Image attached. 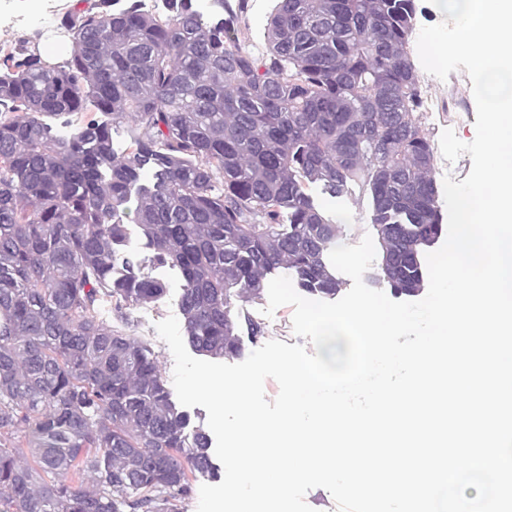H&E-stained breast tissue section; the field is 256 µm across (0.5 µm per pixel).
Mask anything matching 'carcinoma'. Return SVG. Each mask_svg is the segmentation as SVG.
Wrapping results in <instances>:
<instances>
[{"label":"carcinoma","mask_w":512,"mask_h":512,"mask_svg":"<svg viewBox=\"0 0 512 512\" xmlns=\"http://www.w3.org/2000/svg\"><path fill=\"white\" fill-rule=\"evenodd\" d=\"M52 63L0 47V512H179L215 471L124 309L178 268L189 345L241 354L279 269L322 300L338 225L312 194L368 199L370 276L417 296L443 233L409 50L416 0H277L254 54L228 0H83ZM78 117L67 136L47 117ZM132 131L119 155L112 124Z\"/></svg>","instance_id":"obj_1"}]
</instances>
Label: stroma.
<instances>
[{"label": "stroma", "instance_id": "1", "mask_svg": "<svg viewBox=\"0 0 512 512\" xmlns=\"http://www.w3.org/2000/svg\"><path fill=\"white\" fill-rule=\"evenodd\" d=\"M228 5L238 14V25L247 34L249 49L256 53L264 52L267 19L276 6V0H229ZM71 7V0H42L40 10L34 16L14 10L0 12V46L39 32H59L61 18ZM417 74L425 98V107L419 118L433 148L435 180L440 183L449 176L454 181H462L471 170V157L465 154L453 162L445 160L440 150V136L444 129L450 128L460 140H473L476 103L471 90L472 83L465 70L455 71L454 76L462 83L465 92L462 99L452 100L448 97L447 82L439 80L422 68L418 69ZM321 203L328 214L336 218L342 226L340 244H357L366 234L372 233L367 200L354 196L336 199L325 197ZM152 274L168 282V291L155 303L130 307L128 332L150 344L158 357L164 378L168 379L173 375L174 359L167 344L158 336L155 325L168 316L179 315L181 281L178 271L167 267L153 269ZM267 303V298L257 299L248 303L244 311L250 319L264 328L265 340L296 344L298 338L292 328V306L279 307L269 317L263 313Z\"/></svg>", "mask_w": 512, "mask_h": 512}]
</instances>
